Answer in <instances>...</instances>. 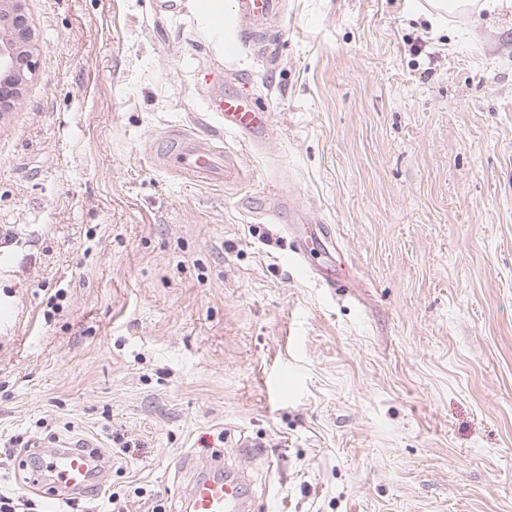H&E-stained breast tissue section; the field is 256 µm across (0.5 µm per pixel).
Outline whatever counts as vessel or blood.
Returning a JSON list of instances; mask_svg holds the SVG:
<instances>
[{
	"mask_svg": "<svg viewBox=\"0 0 512 512\" xmlns=\"http://www.w3.org/2000/svg\"><path fill=\"white\" fill-rule=\"evenodd\" d=\"M230 9L239 24L237 41L241 44L263 41L269 22L280 24L285 19L283 0H231ZM211 110L224 120L223 137L208 133L167 137L149 150L156 168L174 172L189 184L220 182L224 179V137H233L245 151L265 147L271 134L272 116L257 97L226 92L212 99ZM271 195L272 214L284 222L296 262H303L305 240L297 227L301 212L281 188L272 187ZM75 444L72 451L53 449L48 455H36L35 473L72 492L89 487L98 472V458L91 452L96 442L79 438ZM180 502V512H247L245 478L238 469L225 463L223 453H216L182 491Z\"/></svg>",
	"mask_w": 512,
	"mask_h": 512,
	"instance_id": "obj_1",
	"label": "vessel or blood"
}]
</instances>
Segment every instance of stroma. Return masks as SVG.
Returning <instances> with one entry per match:
<instances>
[{
    "label": "stroma",
    "mask_w": 512,
    "mask_h": 512,
    "mask_svg": "<svg viewBox=\"0 0 512 512\" xmlns=\"http://www.w3.org/2000/svg\"><path fill=\"white\" fill-rule=\"evenodd\" d=\"M23 7L35 70L0 115V437L98 439L124 512H176L219 450L254 512H512V0L441 18L285 0L268 54L231 59L193 0ZM223 64L270 142L227 141L238 174L185 184L147 142L219 126ZM275 184L335 227L310 260L351 287L293 261Z\"/></svg>",
    "instance_id": "stroma-1"
}]
</instances>
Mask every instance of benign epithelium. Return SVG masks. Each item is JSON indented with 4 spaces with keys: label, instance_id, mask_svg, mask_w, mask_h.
<instances>
[{
    "label": "benign epithelium",
    "instance_id": "benign-epithelium-1",
    "mask_svg": "<svg viewBox=\"0 0 512 512\" xmlns=\"http://www.w3.org/2000/svg\"><path fill=\"white\" fill-rule=\"evenodd\" d=\"M0 109L23 99V84L34 68L30 43L33 29L19 0L0 10Z\"/></svg>",
    "mask_w": 512,
    "mask_h": 512
}]
</instances>
